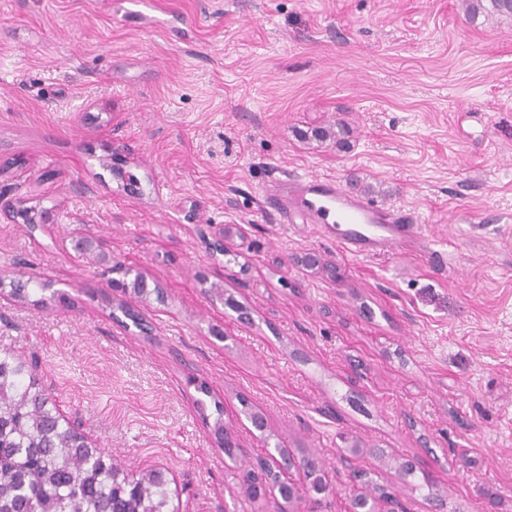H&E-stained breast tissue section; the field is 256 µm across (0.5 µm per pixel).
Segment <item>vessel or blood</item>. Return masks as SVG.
<instances>
[{
    "label": "vessel or blood",
    "instance_id": "1",
    "mask_svg": "<svg viewBox=\"0 0 512 512\" xmlns=\"http://www.w3.org/2000/svg\"><path fill=\"white\" fill-rule=\"evenodd\" d=\"M265 207L279 223L303 221L335 234L352 256H376L422 245L413 212L377 204L347 191L332 176L282 174L263 192Z\"/></svg>",
    "mask_w": 512,
    "mask_h": 512
}]
</instances>
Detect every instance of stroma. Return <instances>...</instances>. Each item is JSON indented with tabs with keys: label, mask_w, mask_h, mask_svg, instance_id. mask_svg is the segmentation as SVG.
I'll return each instance as SVG.
<instances>
[{
	"label": "stroma",
	"mask_w": 512,
	"mask_h": 512,
	"mask_svg": "<svg viewBox=\"0 0 512 512\" xmlns=\"http://www.w3.org/2000/svg\"><path fill=\"white\" fill-rule=\"evenodd\" d=\"M339 122L347 148L311 138ZM284 172L415 208L431 253L353 257L275 223L261 196ZM0 192L56 215L0 220V273L60 294H0V351L36 362L124 471L168 469L170 512H277L246 492L267 457L247 406L324 463L330 494L299 490L294 512H345L356 469L406 512H512V16L462 0H0ZM218 224L232 235L213 257ZM77 233L161 285L124 296L151 335L113 318L111 274L75 257ZM308 252L336 277L296 263ZM347 437L385 458L341 459Z\"/></svg>",
	"instance_id": "obj_1"
}]
</instances>
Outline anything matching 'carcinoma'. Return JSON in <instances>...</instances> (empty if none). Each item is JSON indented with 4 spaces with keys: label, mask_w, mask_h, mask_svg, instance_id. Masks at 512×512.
I'll list each match as a JSON object with an SVG mask.
<instances>
[{
    "label": "carcinoma",
    "mask_w": 512,
    "mask_h": 512,
    "mask_svg": "<svg viewBox=\"0 0 512 512\" xmlns=\"http://www.w3.org/2000/svg\"><path fill=\"white\" fill-rule=\"evenodd\" d=\"M167 500L60 418L36 367L0 352V512H164Z\"/></svg>",
    "instance_id": "1"
}]
</instances>
